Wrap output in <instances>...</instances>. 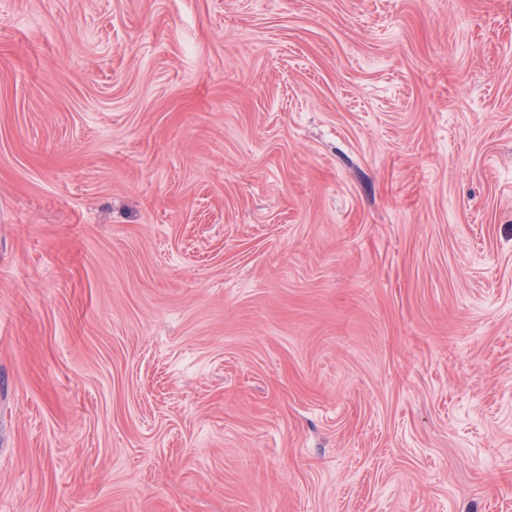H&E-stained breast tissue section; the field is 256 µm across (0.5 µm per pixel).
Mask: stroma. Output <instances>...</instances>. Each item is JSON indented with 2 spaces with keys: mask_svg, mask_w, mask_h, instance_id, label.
Returning <instances> with one entry per match:
<instances>
[{
  "mask_svg": "<svg viewBox=\"0 0 512 512\" xmlns=\"http://www.w3.org/2000/svg\"><path fill=\"white\" fill-rule=\"evenodd\" d=\"M0 512H512V0H0Z\"/></svg>",
  "mask_w": 512,
  "mask_h": 512,
  "instance_id": "35a3bbf8",
  "label": "stroma"
}]
</instances>
